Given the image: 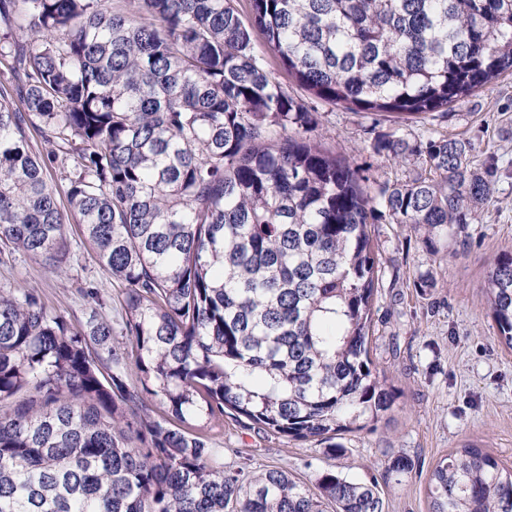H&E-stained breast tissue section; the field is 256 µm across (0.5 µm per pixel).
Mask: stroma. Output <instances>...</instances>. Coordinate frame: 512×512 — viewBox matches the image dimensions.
<instances>
[{"instance_id":"35a3bbf8","label":"stroma","mask_w":512,"mask_h":512,"mask_svg":"<svg viewBox=\"0 0 512 512\" xmlns=\"http://www.w3.org/2000/svg\"><path fill=\"white\" fill-rule=\"evenodd\" d=\"M321 113L327 147L368 167V192L404 177L403 168L384 163L369 150L376 136L391 130L388 120L375 124L340 106H323ZM430 129L470 140L476 164H495L497 202L433 257L406 227L372 226L384 275L374 307L370 358L374 370L397 391L392 411L375 430L338 436L343 451L336 455L326 454L322 444L245 429L228 418L223 431L213 435L214 446L225 451V465H276L305 481L328 469L355 481H373L385 512H428L426 482L432 466L465 444L485 448L512 466V349L499 337L484 288L488 263L512 248V76L455 104L447 118H412L402 126L411 137ZM431 267L442 270L435 285L416 288L418 272ZM0 288L36 289L74 320L85 308L80 289H99L103 313L111 320L117 319L122 298L120 284L77 228L71 232L62 274L19 252L10 265H0ZM399 455L414 462L413 471L390 472Z\"/></svg>"}]
</instances>
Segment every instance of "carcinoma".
<instances>
[{
	"instance_id": "obj_1",
	"label": "carcinoma",
	"mask_w": 512,
	"mask_h": 512,
	"mask_svg": "<svg viewBox=\"0 0 512 512\" xmlns=\"http://www.w3.org/2000/svg\"><path fill=\"white\" fill-rule=\"evenodd\" d=\"M506 75L512 0H0V265L60 273L74 222L123 286L119 334L96 288L76 321L0 289V512H385L374 482L226 466L208 430L229 414L329 443L391 410L368 226L434 256L492 203L495 169L395 127L371 152L411 175L371 196L311 136L318 105L432 119ZM485 292L512 348V250ZM427 497L512 512V468L465 445Z\"/></svg>"
}]
</instances>
